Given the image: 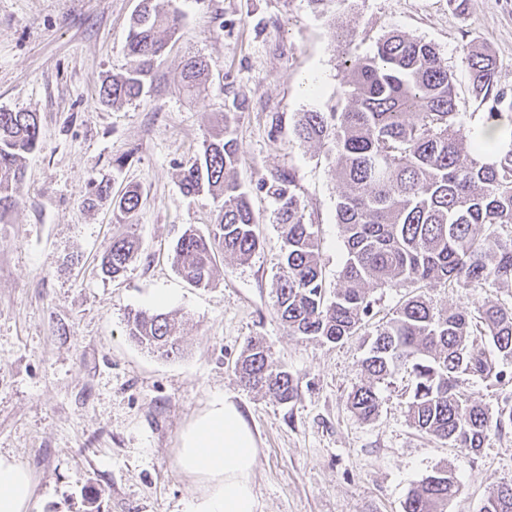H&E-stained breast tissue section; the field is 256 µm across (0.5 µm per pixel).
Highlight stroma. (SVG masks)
Listing matches in <instances>:
<instances>
[{
    "label": "stroma",
    "instance_id": "obj_1",
    "mask_svg": "<svg viewBox=\"0 0 512 512\" xmlns=\"http://www.w3.org/2000/svg\"><path fill=\"white\" fill-rule=\"evenodd\" d=\"M139 4L0 0V110L32 111L40 123L18 201L0 216V453L33 472L32 512H186L179 432L218 395L254 432L260 512H404L411 489L446 466L463 485L448 512H479L512 481V432L476 452L422 436L408 421L403 371L377 383L374 419L354 414L347 399L366 380L367 335L409 291L372 289L361 329L338 343L288 336L275 308L282 242L268 188L292 176L335 288L346 249L334 163L296 140L298 114L330 111L350 59L398 30L435 45L469 121L480 106L463 47L487 46L499 86L512 89V0H331L322 13L309 0H174L182 27L143 95L110 104L98 90L130 66L124 45ZM191 57L210 70L208 92L194 98L181 90ZM229 111L260 245L244 262L218 258L212 286L198 289L178 275L173 247L187 228L207 231L218 203L185 196L180 173ZM94 183L136 187L141 205L122 219L111 200L88 207ZM131 233L140 258L124 278H104L102 254ZM159 294L184 323L171 359L125 332L128 313ZM252 338L288 366L298 400L242 386L235 364Z\"/></svg>",
    "mask_w": 512,
    "mask_h": 512
}]
</instances>
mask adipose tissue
I'll return each mask as SVG.
<instances>
[{"instance_id":"ef3b65f1","label":"adipose tissue","mask_w":512,"mask_h":512,"mask_svg":"<svg viewBox=\"0 0 512 512\" xmlns=\"http://www.w3.org/2000/svg\"><path fill=\"white\" fill-rule=\"evenodd\" d=\"M258 448L241 408L217 396L179 434L176 464L195 490L188 512H257L253 474ZM33 473L0 453V512H29Z\"/></svg>"}]
</instances>
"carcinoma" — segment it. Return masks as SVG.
Listing matches in <instances>:
<instances>
[{"instance_id": "cac0c4a2", "label": "carcinoma", "mask_w": 512, "mask_h": 512, "mask_svg": "<svg viewBox=\"0 0 512 512\" xmlns=\"http://www.w3.org/2000/svg\"><path fill=\"white\" fill-rule=\"evenodd\" d=\"M180 30V15L156 0H141L132 17L125 51L133 58L127 74L101 85L107 101L142 95L153 65ZM472 93L484 106V121L464 127L459 120L452 74L436 48L421 38L392 31L371 56L350 66L345 104L330 112L299 113L294 134L302 144L329 146L340 190L336 223L347 249L333 300L326 296L319 261V230L306 220L284 175L271 186L282 240L276 277V307L288 335L336 343L361 328L370 313L369 290L439 283L472 295L487 287H512V97L498 87L497 60L486 49L464 47ZM183 89L191 97L208 89L200 59L187 61ZM498 127L505 145L491 161L478 144L482 129ZM39 140L38 114L0 110V214L18 200L23 161ZM238 145L230 116L212 135L202 157L181 175L187 196L207 192L221 201L205 234L187 228L173 249L181 277L210 286L218 252L246 261L259 245V218L237 179ZM141 204L133 188L113 199L126 216ZM141 255L133 234L112 240L101 260L103 276L116 280ZM182 324L151 310L129 313L126 334L163 358L181 354ZM362 367L368 382L354 389L353 413L371 420L379 413L374 382L403 370L412 378L410 424L420 433L472 452L492 434L512 429V406L493 412L465 389L479 379L500 384L503 361L512 359V303L477 301L439 308L425 292L404 300L376 326ZM242 385L280 404L299 397L298 382L272 348L251 339L236 364ZM461 491L444 467L408 496L404 512H446ZM480 512H512V482L496 485Z\"/></svg>"}]
</instances>
